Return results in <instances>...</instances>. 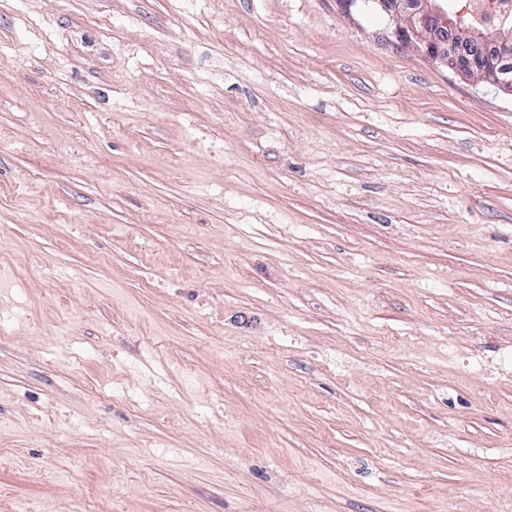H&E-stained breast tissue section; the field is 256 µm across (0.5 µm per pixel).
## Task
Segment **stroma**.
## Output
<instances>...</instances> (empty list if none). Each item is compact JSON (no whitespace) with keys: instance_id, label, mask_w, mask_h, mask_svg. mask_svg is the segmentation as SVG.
<instances>
[{"instance_id":"obj_1","label":"stroma","mask_w":512,"mask_h":512,"mask_svg":"<svg viewBox=\"0 0 512 512\" xmlns=\"http://www.w3.org/2000/svg\"><path fill=\"white\" fill-rule=\"evenodd\" d=\"M344 0H0V512H512V93Z\"/></svg>"}]
</instances>
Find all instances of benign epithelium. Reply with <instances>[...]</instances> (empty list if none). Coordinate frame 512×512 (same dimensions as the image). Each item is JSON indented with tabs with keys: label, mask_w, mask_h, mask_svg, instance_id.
Returning <instances> with one entry per match:
<instances>
[{
	"label": "benign epithelium",
	"mask_w": 512,
	"mask_h": 512,
	"mask_svg": "<svg viewBox=\"0 0 512 512\" xmlns=\"http://www.w3.org/2000/svg\"><path fill=\"white\" fill-rule=\"evenodd\" d=\"M380 4L390 17L400 21L396 27L399 38L422 44L430 58L443 64L448 63V39L465 43L474 37L483 38V34L467 27L462 16L449 15L448 0H418L416 7L409 0H380ZM497 49L491 55H460L455 66L468 76L509 91L512 83L500 79V73L503 62L512 59V43L501 42Z\"/></svg>",
	"instance_id": "1"
}]
</instances>
